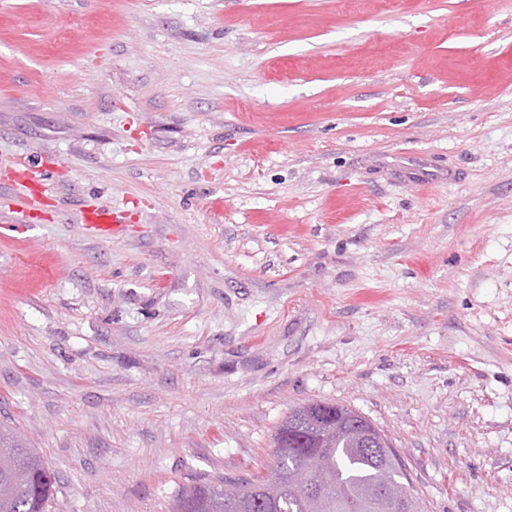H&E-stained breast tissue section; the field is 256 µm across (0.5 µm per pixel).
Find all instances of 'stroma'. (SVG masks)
Listing matches in <instances>:
<instances>
[{
    "label": "stroma",
    "instance_id": "1",
    "mask_svg": "<svg viewBox=\"0 0 512 512\" xmlns=\"http://www.w3.org/2000/svg\"><path fill=\"white\" fill-rule=\"evenodd\" d=\"M308 401L512 512V0H0V427L59 512L266 473ZM21 164V169L12 172L10 185L25 202L27 222L37 223L43 219V170L26 160ZM80 223L85 224L95 236L101 239L112 237L114 225L119 224L117 212L99 206H89L80 214Z\"/></svg>",
    "mask_w": 512,
    "mask_h": 512
}]
</instances>
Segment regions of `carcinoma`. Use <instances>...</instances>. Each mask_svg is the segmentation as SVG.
<instances>
[{
    "instance_id": "obj_1",
    "label": "carcinoma",
    "mask_w": 512,
    "mask_h": 512,
    "mask_svg": "<svg viewBox=\"0 0 512 512\" xmlns=\"http://www.w3.org/2000/svg\"><path fill=\"white\" fill-rule=\"evenodd\" d=\"M364 420L353 410L335 403L313 402L294 407L275 435L274 463L268 473L240 482L245 499L242 512H307L303 494L288 478L313 466L325 469L331 494L346 491V498L331 501L328 512H379L366 493L385 487L406 492V474L396 457L382 468L376 458L356 449L348 434L323 438L333 411ZM227 478L198 477L173 495L170 512H234L224 503ZM55 478L38 453L13 432L0 431V512H51Z\"/></svg>"
}]
</instances>
